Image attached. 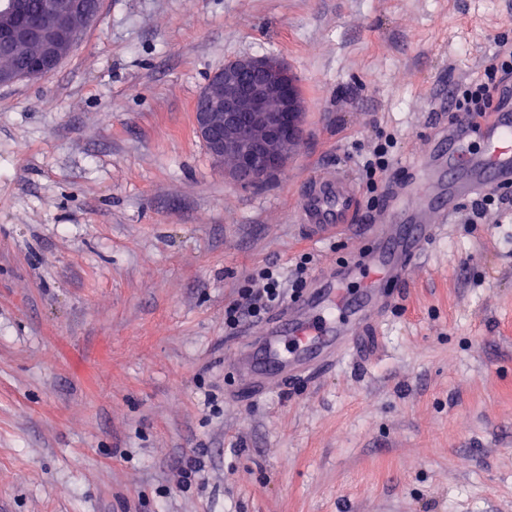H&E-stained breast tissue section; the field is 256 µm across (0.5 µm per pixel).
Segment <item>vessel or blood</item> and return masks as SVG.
Listing matches in <instances>:
<instances>
[{
    "mask_svg": "<svg viewBox=\"0 0 512 512\" xmlns=\"http://www.w3.org/2000/svg\"><path fill=\"white\" fill-rule=\"evenodd\" d=\"M412 172L410 182L391 190L381 219L371 224V246L317 275L301 300L256 329V352L237 359L252 392L335 365L359 332L383 316L392 289L406 285L411 268L460 204L485 187L512 184V107L478 124L468 113L452 114L441 140L414 161ZM356 208L346 171L326 170L301 186L298 220L312 239L345 233ZM351 281L361 284L358 296L346 289Z\"/></svg>",
    "mask_w": 512,
    "mask_h": 512,
    "instance_id": "1",
    "label": "vessel or blood"
}]
</instances>
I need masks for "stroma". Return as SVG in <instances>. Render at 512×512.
<instances>
[{"instance_id": "1", "label": "stroma", "mask_w": 512, "mask_h": 512, "mask_svg": "<svg viewBox=\"0 0 512 512\" xmlns=\"http://www.w3.org/2000/svg\"><path fill=\"white\" fill-rule=\"evenodd\" d=\"M510 32L512 0H101L54 73L0 85V512H512V218H453L317 379L251 395L224 325L256 269L366 245L305 236L300 183L379 128L410 166ZM242 57L305 101L252 186L194 117Z\"/></svg>"}]
</instances>
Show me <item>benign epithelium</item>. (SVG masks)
<instances>
[{
  "mask_svg": "<svg viewBox=\"0 0 512 512\" xmlns=\"http://www.w3.org/2000/svg\"><path fill=\"white\" fill-rule=\"evenodd\" d=\"M81 32L72 14L48 10L32 23L0 28V59L31 49L28 76L53 72ZM209 105L196 108L201 139L235 184L271 179L294 153L302 137L304 101L282 60L244 57L224 70L206 94Z\"/></svg>",
  "mask_w": 512,
  "mask_h": 512,
  "instance_id": "1",
  "label": "benign epithelium"
}]
</instances>
